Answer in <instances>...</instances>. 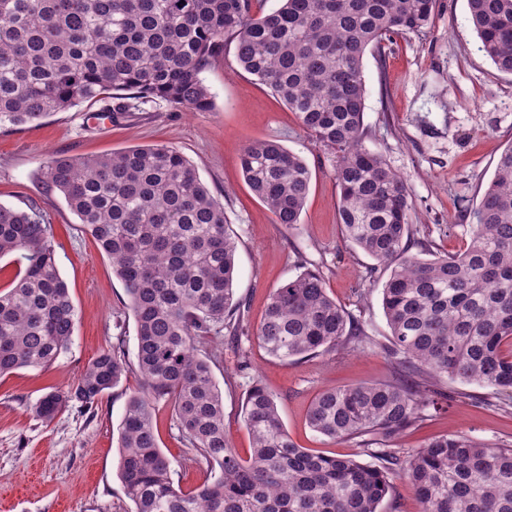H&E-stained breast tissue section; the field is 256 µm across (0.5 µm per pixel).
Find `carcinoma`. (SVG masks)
Returning a JSON list of instances; mask_svg holds the SVG:
<instances>
[{"mask_svg": "<svg viewBox=\"0 0 512 512\" xmlns=\"http://www.w3.org/2000/svg\"><path fill=\"white\" fill-rule=\"evenodd\" d=\"M481 50L512 75V0H468ZM436 0H282L259 15L252 0H0V128L33 124L80 103L125 93L177 109L213 105L202 74L235 41V58L294 112L335 159L339 224L347 242L384 268L382 308L391 379L320 391L309 427L355 440L375 466L300 448L275 396L258 380L241 405L253 446L247 458L224 428L215 379L217 347L243 334L235 297L237 241L224 205L191 162L165 145L90 157H55L40 169L122 282L136 325L142 385L127 400L118 476L132 512H381L395 481L414 491L417 512H512V448L461 435L403 456L397 438L448 399L444 378L512 391V145L452 255L412 252L407 179L363 143V58L397 34L424 29ZM244 181L277 224L300 223L312 172L274 140L248 144ZM18 270L0 290V377L46 370L69 349L76 309L55 258L51 225L35 205L0 204V258ZM257 336L286 362L374 345L306 269L274 289ZM129 370L115 345L65 390L32 407L52 421L84 411ZM173 409L187 460L208 477L184 491L159 445L153 406Z\"/></svg>", "mask_w": 512, "mask_h": 512, "instance_id": "1", "label": "carcinoma"}]
</instances>
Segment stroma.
Here are the masks:
<instances>
[{"instance_id":"1","label":"stroma","mask_w":512,"mask_h":512,"mask_svg":"<svg viewBox=\"0 0 512 512\" xmlns=\"http://www.w3.org/2000/svg\"><path fill=\"white\" fill-rule=\"evenodd\" d=\"M367 88L364 144L407 178L411 221L434 254L466 246L462 226L492 180L500 154L512 145V75L499 72L480 49L467 0H437L429 26L399 35L363 59ZM214 98L209 112H189L159 98L130 101L123 112L97 122L85 103L44 119L0 129V203L36 204L52 226L56 260L78 313L72 344L48 370L20 369L0 378V512H130L117 474L119 427L129 394L141 378L130 371L92 412L69 409L46 423L31 411L51 388L78 381L102 350L121 345L136 359L135 322L121 281L58 197L43 194L38 180L52 157L119 152L133 146L179 150L224 205L237 241L235 292L244 303L245 334L225 343L215 378L224 393V427L241 456L252 437L240 414L253 380L271 391L291 439L331 456H358L355 443L313 432L307 410L322 389L378 383L391 376L383 348L389 328L382 309L383 278L367 277L372 260L344 239L337 218L338 190L332 157L315 146L294 112L236 63L234 44L203 74ZM274 140L300 155L312 186L300 222L275 223L245 183L244 147ZM319 270L331 296L365 326L375 347L339 349L282 362L262 347L256 332L269 293L298 274L299 261ZM246 351L249 368L238 369ZM449 405L427 410L397 445L412 452L431 438L462 434L496 447H512V393L474 383L443 380ZM160 446L173 479L193 489L205 469L188 464L172 408H154Z\"/></svg>"}]
</instances>
